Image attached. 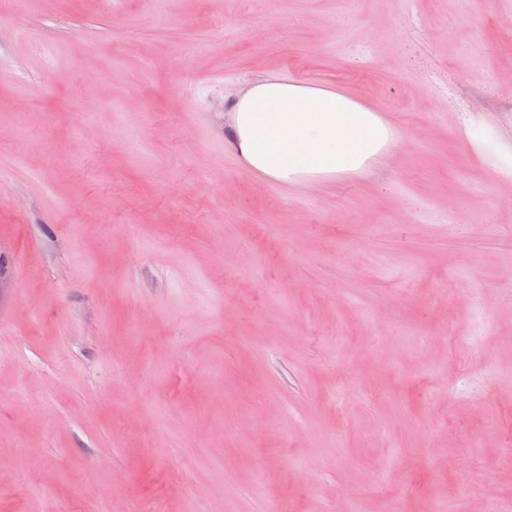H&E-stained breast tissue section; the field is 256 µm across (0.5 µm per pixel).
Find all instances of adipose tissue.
Masks as SVG:
<instances>
[{"instance_id":"adipose-tissue-1","label":"adipose tissue","mask_w":512,"mask_h":512,"mask_svg":"<svg viewBox=\"0 0 512 512\" xmlns=\"http://www.w3.org/2000/svg\"><path fill=\"white\" fill-rule=\"evenodd\" d=\"M227 125V144L246 169L291 187L362 173L398 141L350 96L283 78L257 80L237 95Z\"/></svg>"}]
</instances>
